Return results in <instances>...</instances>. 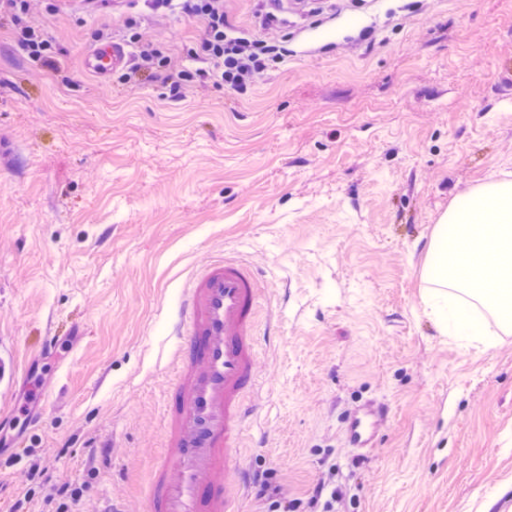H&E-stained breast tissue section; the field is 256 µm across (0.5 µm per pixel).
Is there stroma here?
I'll return each mask as SVG.
<instances>
[{"instance_id": "obj_1", "label": "stroma", "mask_w": 512, "mask_h": 512, "mask_svg": "<svg viewBox=\"0 0 512 512\" xmlns=\"http://www.w3.org/2000/svg\"><path fill=\"white\" fill-rule=\"evenodd\" d=\"M271 14L286 61L243 92L183 100L86 74L107 28L169 53L200 21L149 0L45 20L69 75H35L0 15V512H149L180 291L221 254L259 273L258 414L240 458L284 512H512V334L442 333L426 244L449 205L512 177V0H227ZM57 340L41 350L43 337ZM379 405L373 441L352 415Z\"/></svg>"}]
</instances>
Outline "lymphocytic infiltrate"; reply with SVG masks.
<instances>
[{"label":"lymphocytic infiltrate","mask_w":512,"mask_h":512,"mask_svg":"<svg viewBox=\"0 0 512 512\" xmlns=\"http://www.w3.org/2000/svg\"><path fill=\"white\" fill-rule=\"evenodd\" d=\"M158 16L179 12L200 20L203 35L199 45L175 57L147 37L140 24L128 23L127 37L134 44V71L120 75L124 84H136L137 74L147 71L159 78L176 98L193 88L225 87L244 90L268 69L270 62L288 55L287 39L280 26L265 20L260 33L235 29L224 11V0H158ZM60 0H0V13L11 16L17 32V47L38 68L55 71L61 82L69 77L54 59V37L38 22L41 15L57 13Z\"/></svg>","instance_id":"lymphocytic-infiltrate-1"}]
</instances>
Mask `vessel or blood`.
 I'll return each instance as SVG.
<instances>
[{"instance_id":"obj_1","label":"vessel or blood","mask_w":512,"mask_h":512,"mask_svg":"<svg viewBox=\"0 0 512 512\" xmlns=\"http://www.w3.org/2000/svg\"><path fill=\"white\" fill-rule=\"evenodd\" d=\"M128 59L126 45L115 41L87 52L82 66L107 76ZM258 298L256 272L236 256L213 260L183 288L164 349L172 378L150 512H238L249 485L239 449L254 416L248 397L258 385Z\"/></svg>"}]
</instances>
